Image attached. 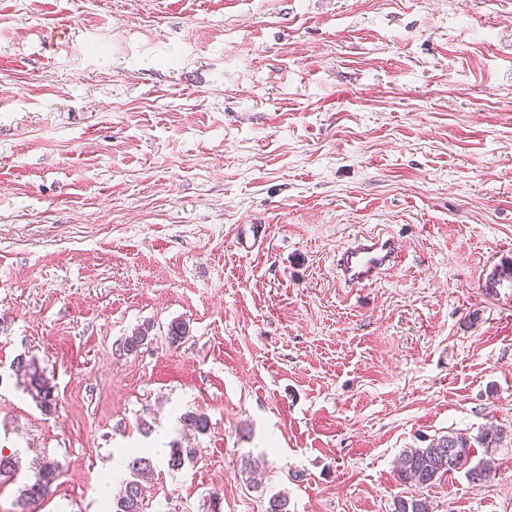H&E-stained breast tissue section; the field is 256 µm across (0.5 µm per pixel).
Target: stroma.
Returning <instances> with one entry per match:
<instances>
[{
  "label": "stroma",
  "instance_id": "1",
  "mask_svg": "<svg viewBox=\"0 0 512 512\" xmlns=\"http://www.w3.org/2000/svg\"><path fill=\"white\" fill-rule=\"evenodd\" d=\"M371 231L403 259L344 287ZM490 426L512 429V0H0V512L42 455L63 474L35 512H111L122 448L155 458L146 512H512V447L479 487L394 471ZM13 366L21 376L22 386L32 400L45 412H51L56 405L55 387L32 359L17 356Z\"/></svg>",
  "mask_w": 512,
  "mask_h": 512
}]
</instances>
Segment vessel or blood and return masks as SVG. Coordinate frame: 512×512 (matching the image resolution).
Returning a JSON list of instances; mask_svg holds the SVG:
<instances>
[{"instance_id": "1", "label": "vessel or blood", "mask_w": 512, "mask_h": 512, "mask_svg": "<svg viewBox=\"0 0 512 512\" xmlns=\"http://www.w3.org/2000/svg\"><path fill=\"white\" fill-rule=\"evenodd\" d=\"M402 253L398 238L391 235H366L354 238L336 260L337 277L348 287L366 285L382 271L393 267Z\"/></svg>"}]
</instances>
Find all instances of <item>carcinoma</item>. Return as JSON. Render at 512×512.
<instances>
[{"label": "carcinoma", "mask_w": 512, "mask_h": 512, "mask_svg": "<svg viewBox=\"0 0 512 512\" xmlns=\"http://www.w3.org/2000/svg\"><path fill=\"white\" fill-rule=\"evenodd\" d=\"M188 333V325L181 320H174L168 325L167 337L172 344L182 342ZM149 339V328L137 327L119 344V355L137 352ZM13 366L16 373L21 376L25 392L42 410L51 412L56 405L55 387L35 361L19 356L14 359ZM181 420L187 429L198 434L206 433L209 428V418L201 412H186L181 416ZM476 447L487 452L512 447V433L492 426L474 437L463 433L450 434L432 440L425 448H408L399 455L398 480L403 484L423 488L450 472L464 469L468 474L474 470L479 471L480 483L484 484L496 475V468L491 457H483L477 463H472ZM450 448L455 449V458L451 466L448 465ZM194 459L196 456L192 455L189 449L176 443L169 445V470L180 471ZM125 466L130 471L131 478L125 482L123 491L114 501V512H145V494L141 479L153 472V460L148 456L130 455L125 459ZM32 468V481L21 489V500L25 504H34L46 498L62 473L60 462L46 457L33 461ZM394 512H431V508L424 498L399 497L394 502Z\"/></svg>", "instance_id": "carcinoma-1"}]
</instances>
